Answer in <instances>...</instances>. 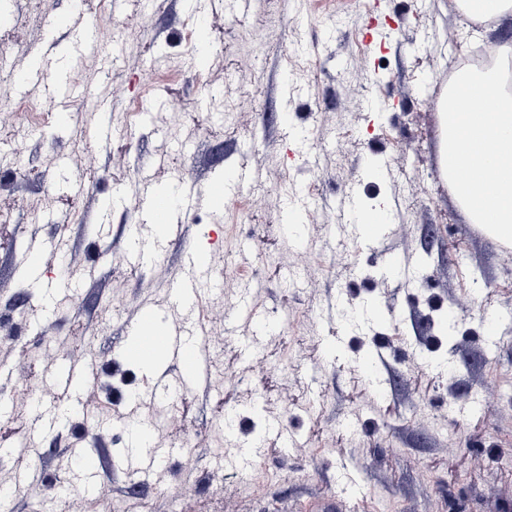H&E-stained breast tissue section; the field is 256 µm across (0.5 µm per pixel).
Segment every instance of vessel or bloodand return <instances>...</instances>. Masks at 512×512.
Here are the masks:
<instances>
[{"instance_id": "1", "label": "vessel or blood", "mask_w": 512, "mask_h": 512, "mask_svg": "<svg viewBox=\"0 0 512 512\" xmlns=\"http://www.w3.org/2000/svg\"><path fill=\"white\" fill-rule=\"evenodd\" d=\"M187 9L194 25L196 55L201 58L210 50L209 29L196 0H188ZM44 71L43 57H34L28 71L16 77L20 94L28 95L33 83L42 77ZM43 92L53 107L57 122L68 124L71 113L64 100L70 93L69 88L57 81L44 87ZM116 104L117 100L113 97L100 103L99 120L89 132L95 142L106 144L111 141L112 126L109 115ZM255 179L254 172L241 167L201 185L182 180L169 187H156L148 183L133 185L128 193L137 198L145 223L151 224L153 228V236L151 240L141 241L128 252L129 263L139 266L147 257L157 255L160 247L176 234L182 218L192 210L198 199H205L217 208L223 207L224 203L241 195ZM23 265L29 283L37 284L48 295L57 291L56 279L43 272L39 252H28ZM217 285L218 281L202 247L187 246L181 269L171 280L177 309L187 313L194 312L199 305L202 291ZM240 314L253 330L252 337L246 343V350L255 352L259 337L270 335L271 326L249 305H242ZM130 333L132 338L124 349V356L136 364L156 366L154 396L165 400L196 390L208 382L211 361L201 326L191 324L183 332H174L164 314L145 306L140 309ZM91 374L90 367L84 361L74 360L55 371L52 380L56 387L76 397L89 382ZM173 452V447L160 448L152 445L150 427L143 424L134 430L128 441L125 460L129 463L138 461L153 465ZM74 460L85 478L86 490H95V478L98 474L96 449H75Z\"/></svg>"}]
</instances>
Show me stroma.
I'll list each match as a JSON object with an SVG mask.
<instances>
[{
	"instance_id": "1",
	"label": "stroma",
	"mask_w": 512,
	"mask_h": 512,
	"mask_svg": "<svg viewBox=\"0 0 512 512\" xmlns=\"http://www.w3.org/2000/svg\"><path fill=\"white\" fill-rule=\"evenodd\" d=\"M70 3L9 0L11 19L0 23V99H16V75L40 53L49 75L84 90L68 98L63 128L44 100L35 112H0V151L13 155L0 163V512H57L83 486L69 465L83 445L101 459L85 512H308L330 495L341 512H512V470L491 461L512 448V247L471 223L440 168L438 104L456 68V0H249L242 11L203 0L211 48L201 65L184 0H125L118 14L111 0H82L83 21L112 35V83L124 89L104 147L88 135L108 94L103 52L88 48L81 29L53 31ZM285 81L299 96L284 97ZM158 92L168 106L151 107ZM132 101L140 111H128ZM238 167L307 192L297 236L319 248L320 263L312 284H289L295 259L279 202L203 204L190 214L184 242L209 244L221 281L201 300L209 351L233 379L183 395L179 416L166 419L150 396L151 368L128 363L122 348L141 306L184 324L168 291L184 242L131 267L138 201L123 199L107 218L100 201L141 179L203 183ZM76 181L83 193L71 190ZM379 207L388 222L365 240L356 212ZM28 248L62 279L54 305L21 284ZM470 289L482 292L477 307L458 310L456 297ZM245 301L275 328L256 359L243 356L248 323L224 328ZM338 303L354 312L377 305L384 316L327 319ZM287 311L297 329L283 323ZM447 319L470 336L468 348L443 335L428 367L411 366L428 322ZM376 349L388 391L380 401L356 368ZM84 357L93 376L75 402L51 375ZM475 392L495 408L440 415L450 396ZM45 404L61 420L39 440ZM227 410L244 417L241 437H263L244 476L228 465L234 449L217 457L209 440ZM274 420L302 447L265 435ZM143 422L152 440L183 454L146 473L123 466L122 445ZM32 468L41 483L17 487L16 475Z\"/></svg>"
}]
</instances>
